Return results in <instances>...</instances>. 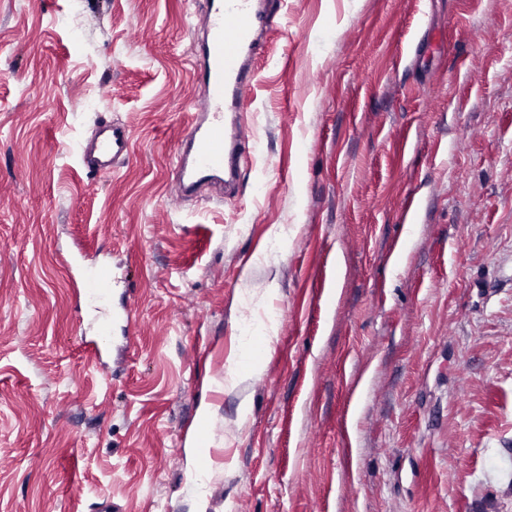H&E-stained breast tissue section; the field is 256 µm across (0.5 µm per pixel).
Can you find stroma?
Returning <instances> with one entry per match:
<instances>
[{"instance_id":"35a3bbf8","label":"stroma","mask_w":512,"mask_h":512,"mask_svg":"<svg viewBox=\"0 0 512 512\" xmlns=\"http://www.w3.org/2000/svg\"><path fill=\"white\" fill-rule=\"evenodd\" d=\"M192 9L0 0V512H512V0H283L238 194L176 205ZM131 152L129 130L119 122L99 123L90 138L78 146L82 166L89 173H106ZM84 258L86 259V256ZM86 262L93 269L81 279L79 296L82 302L96 314L87 324L90 334L84 337V343L94 354L98 365L101 366L103 355L112 340V321L108 316V307L113 284L118 282L119 277L110 266L98 263L92 257H88Z\"/></svg>"}]
</instances>
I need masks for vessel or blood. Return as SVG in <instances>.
Segmentation results:
<instances>
[{
  "mask_svg": "<svg viewBox=\"0 0 512 512\" xmlns=\"http://www.w3.org/2000/svg\"><path fill=\"white\" fill-rule=\"evenodd\" d=\"M200 19L190 21L194 87L193 118L183 133L171 175L179 196L208 188L223 195L238 186L240 162L253 133L242 117L251 101L257 63L267 52V35L280 23L278 0H203ZM131 152L129 130L119 122L98 124L78 146L83 167L91 173L111 171ZM118 275L94 263L80 281L79 296L95 313L86 346L102 358L112 340L108 307Z\"/></svg>",
  "mask_w": 512,
  "mask_h": 512,
  "instance_id": "b4317fda",
  "label": "vessel or blood"
}]
</instances>
